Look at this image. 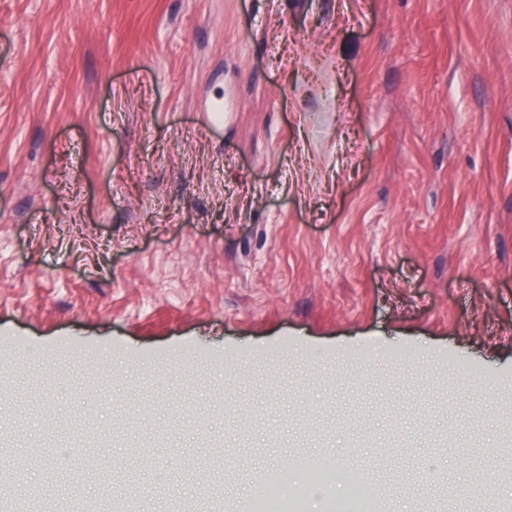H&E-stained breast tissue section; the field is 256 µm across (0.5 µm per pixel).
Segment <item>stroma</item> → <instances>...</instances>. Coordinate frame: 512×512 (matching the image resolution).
<instances>
[{
    "label": "stroma",
    "instance_id": "stroma-1",
    "mask_svg": "<svg viewBox=\"0 0 512 512\" xmlns=\"http://www.w3.org/2000/svg\"><path fill=\"white\" fill-rule=\"evenodd\" d=\"M344 448L393 512L512 486V0H0L14 496Z\"/></svg>",
    "mask_w": 512,
    "mask_h": 512
}]
</instances>
